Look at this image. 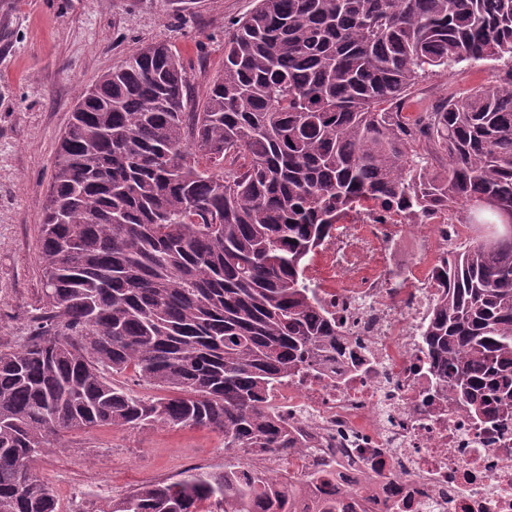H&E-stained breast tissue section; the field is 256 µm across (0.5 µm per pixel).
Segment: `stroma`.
Listing matches in <instances>:
<instances>
[{
	"instance_id": "stroma-1",
	"label": "stroma",
	"mask_w": 512,
	"mask_h": 512,
	"mask_svg": "<svg viewBox=\"0 0 512 512\" xmlns=\"http://www.w3.org/2000/svg\"><path fill=\"white\" fill-rule=\"evenodd\" d=\"M254 0H0V341L26 334L42 294L40 226L58 138L80 92L135 48L176 50L196 106L224 68V40ZM506 61L462 63L412 89L406 111L496 79ZM34 464L59 500L81 512L192 466L224 465V438L200 428L72 432Z\"/></svg>"
}]
</instances>
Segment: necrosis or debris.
I'll return each instance as SVG.
<instances>
[{
	"label": "necrosis or debris",
	"mask_w": 512,
	"mask_h": 512,
	"mask_svg": "<svg viewBox=\"0 0 512 512\" xmlns=\"http://www.w3.org/2000/svg\"><path fill=\"white\" fill-rule=\"evenodd\" d=\"M341 221L307 274L371 370L357 376L329 361L289 379L280 413L309 446L265 467L287 464L297 480L331 471L318 495L349 512H512V421L485 431L430 373L420 329L438 289L420 264L392 261V227L405 215L365 198ZM339 273L345 286L334 283Z\"/></svg>",
	"instance_id": "4bbe7bcc"
}]
</instances>
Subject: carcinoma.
<instances>
[{"instance_id": "cac0c4a2", "label": "carcinoma", "mask_w": 512, "mask_h": 512, "mask_svg": "<svg viewBox=\"0 0 512 512\" xmlns=\"http://www.w3.org/2000/svg\"><path fill=\"white\" fill-rule=\"evenodd\" d=\"M503 58L512 0H257L199 112L164 44L105 71L59 138L40 306L0 344V507L58 512L33 462L68 432L169 426L223 435L224 469L86 512H293V482L239 470L236 451L304 447L272 392L326 354L360 363L306 270L365 197L484 228L430 271L421 338L479 423L512 417V232L473 208L512 210V67L413 119L401 108L436 67ZM130 368L167 395L108 377Z\"/></svg>"}]
</instances>
